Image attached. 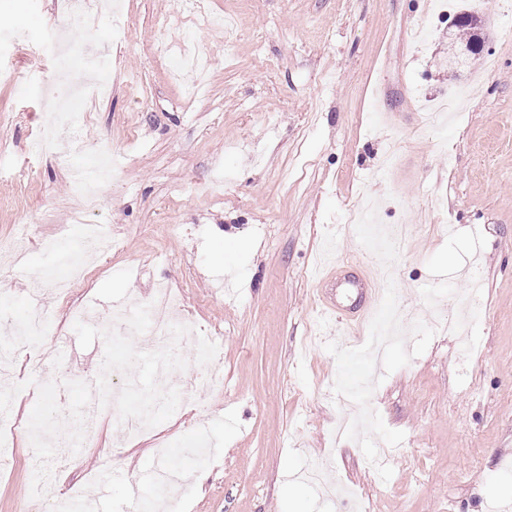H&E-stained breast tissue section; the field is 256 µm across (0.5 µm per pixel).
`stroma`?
Here are the masks:
<instances>
[{"label": "stroma", "instance_id": "obj_1", "mask_svg": "<svg viewBox=\"0 0 512 512\" xmlns=\"http://www.w3.org/2000/svg\"><path fill=\"white\" fill-rule=\"evenodd\" d=\"M117 29L100 9L85 20L62 0H0V245L28 242L0 263V329L22 315L34 279L65 271L75 238L64 228L109 226L112 248L86 286L59 299L44 283L53 323L89 309L110 327L113 307L178 292L203 325L187 339L188 372L212 364L218 388L162 423L180 452L178 512H512V0H473L484 25L469 68L448 71L452 16L463 0H209L234 26L185 14L184 0H121ZM104 60L105 96L89 94L76 140L35 152L68 89L56 31ZM193 36L211 58L191 93L154 52ZM116 164L93 203L73 168L102 145ZM380 224L408 229L374 251L350 221L361 194ZM391 272L386 299L414 311L404 340L385 346L367 394L346 405L337 378L364 367L342 342L325 300L351 305L340 273ZM472 294L470 310L455 297ZM461 318L472 351L427 319L433 306ZM102 340L71 343L60 359L11 368L13 438L0 476V512H23L34 472L25 430L38 384L68 368L94 377ZM97 450L65 471L63 487L92 485L95 512H128L165 498L154 480L167 460L154 434L119 441L115 403L102 410ZM113 478L97 483L102 459ZM322 466L338 496L309 484Z\"/></svg>", "mask_w": 512, "mask_h": 512}]
</instances>
